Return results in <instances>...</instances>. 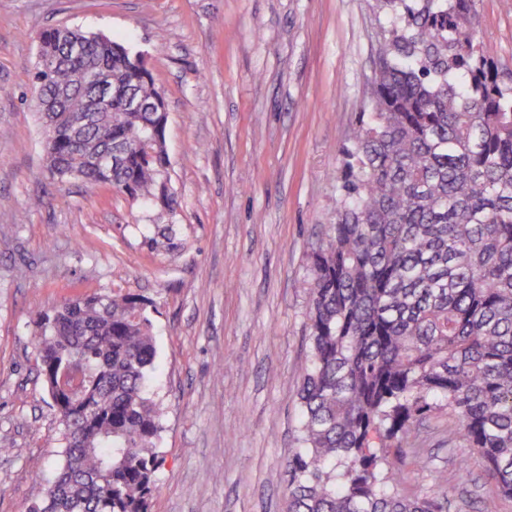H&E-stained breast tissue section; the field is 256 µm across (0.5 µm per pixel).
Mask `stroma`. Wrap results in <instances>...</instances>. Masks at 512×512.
Wrapping results in <instances>:
<instances>
[{
    "label": "stroma",
    "mask_w": 512,
    "mask_h": 512,
    "mask_svg": "<svg viewBox=\"0 0 512 512\" xmlns=\"http://www.w3.org/2000/svg\"><path fill=\"white\" fill-rule=\"evenodd\" d=\"M474 35L512 77V0H474ZM67 25L147 56L170 113L175 218L45 168L38 35ZM376 0H0V512L56 477L61 427L38 371L36 314L98 291L153 299L166 406L150 512H285L296 388L309 351L310 255L373 86ZM178 248L151 253L155 225ZM446 412L410 432L401 488L444 512H512Z\"/></svg>",
    "instance_id": "obj_1"
}]
</instances>
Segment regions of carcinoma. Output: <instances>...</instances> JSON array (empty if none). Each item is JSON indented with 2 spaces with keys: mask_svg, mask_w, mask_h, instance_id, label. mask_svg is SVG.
Listing matches in <instances>:
<instances>
[{
  "mask_svg": "<svg viewBox=\"0 0 512 512\" xmlns=\"http://www.w3.org/2000/svg\"><path fill=\"white\" fill-rule=\"evenodd\" d=\"M383 59L346 150L336 222L311 256L310 356L287 512H441L400 489L398 454L446 410L448 449L512 499V87L472 32L473 0H378ZM46 168L175 215L169 113L120 41L56 27L32 74ZM142 108L132 111L127 97ZM122 150L112 167L104 155ZM150 248L178 247L173 225ZM154 302L69 298L37 313L40 375L62 426L60 472L29 512H149L165 409L147 388ZM85 379L58 384L73 362Z\"/></svg>",
  "mask_w": 512,
  "mask_h": 512,
  "instance_id": "obj_1",
  "label": "carcinoma"
}]
</instances>
